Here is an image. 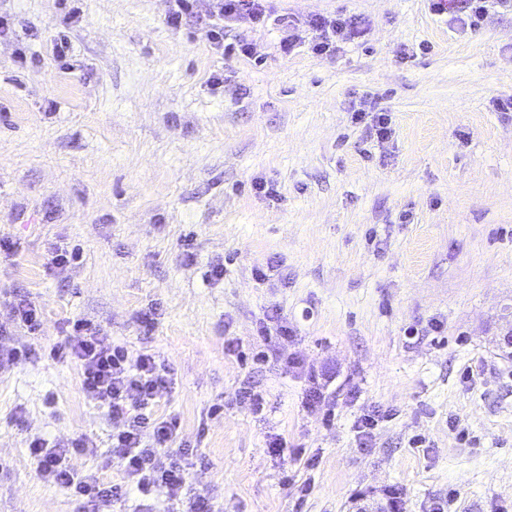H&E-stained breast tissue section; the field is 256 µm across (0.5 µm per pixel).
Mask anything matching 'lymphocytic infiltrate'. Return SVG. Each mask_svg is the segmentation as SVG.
Segmentation results:
<instances>
[{"instance_id": "lymphocytic-infiltrate-1", "label": "lymphocytic infiltrate", "mask_w": 512, "mask_h": 512, "mask_svg": "<svg viewBox=\"0 0 512 512\" xmlns=\"http://www.w3.org/2000/svg\"><path fill=\"white\" fill-rule=\"evenodd\" d=\"M169 2L168 24L176 29L188 25L200 30L216 49L224 45L225 29L237 21L262 25L268 19L265 0H213L206 12L200 10L199 0ZM278 23L282 28L279 49L285 54L300 43L304 26L317 33L313 52L325 56L335 55L358 33L357 20L352 16H314L303 25L282 17ZM52 354L62 361L78 362L85 396L106 403L110 417L122 423V430L112 437V457L139 493L147 495L163 488L169 499L184 501L185 512H214L207 494L184 493L188 473L182 458L189 450H171L178 440L176 420L154 416L150 411L159 392L172 383L166 366L148 354L129 363L123 347L113 344L111 336L84 319L71 322L69 333L53 347ZM93 450V443L83 439L61 444L37 437L29 446L38 477L82 500V512H105L112 505L114 490L71 463L74 455Z\"/></svg>"}]
</instances>
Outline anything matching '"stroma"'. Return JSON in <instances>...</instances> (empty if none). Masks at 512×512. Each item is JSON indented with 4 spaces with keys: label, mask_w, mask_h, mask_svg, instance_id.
<instances>
[{
    "label": "stroma",
    "mask_w": 512,
    "mask_h": 512,
    "mask_svg": "<svg viewBox=\"0 0 512 512\" xmlns=\"http://www.w3.org/2000/svg\"><path fill=\"white\" fill-rule=\"evenodd\" d=\"M77 5L0 0V347L36 350L0 373V512L80 510L37 477V435L96 444L72 464L121 486L119 512L178 510L127 482L119 424L52 357L76 317L170 369L151 411L178 421L189 487L219 512H384L390 490L402 512H512V112L496 106L512 11L469 28L429 0H271L273 19L345 14L362 35L330 57L308 31L284 55L273 20L241 22L226 40L255 44L245 57L171 27L168 0ZM374 104L392 118L380 142L351 121ZM59 241L76 252L62 271ZM272 260L280 275L257 279Z\"/></svg>",
    "instance_id": "1"
}]
</instances>
